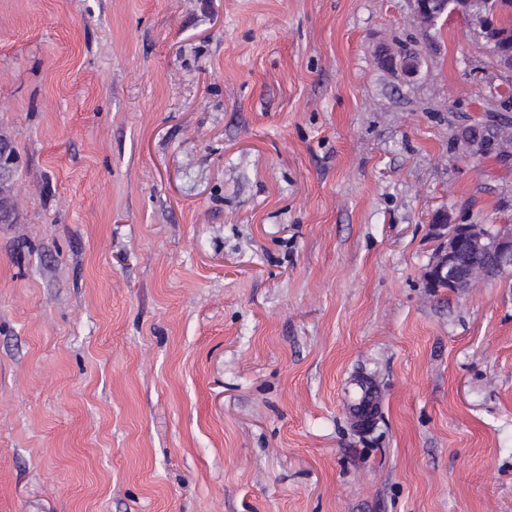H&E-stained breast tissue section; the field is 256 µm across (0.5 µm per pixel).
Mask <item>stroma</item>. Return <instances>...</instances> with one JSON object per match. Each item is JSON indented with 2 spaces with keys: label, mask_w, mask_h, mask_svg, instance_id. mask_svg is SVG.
<instances>
[{
  "label": "stroma",
  "mask_w": 512,
  "mask_h": 512,
  "mask_svg": "<svg viewBox=\"0 0 512 512\" xmlns=\"http://www.w3.org/2000/svg\"><path fill=\"white\" fill-rule=\"evenodd\" d=\"M475 125L415 0H0V512H512V276L424 277L512 225ZM19 168V159L10 141L0 136V219L10 206L9 189ZM432 224L433 234L438 241L434 257L429 265L425 279L428 288H439L442 283H450L465 290L464 280L468 272L469 245L485 248L492 261L502 273L490 271L492 276L500 277L512 270V228L501 224L495 232L485 231L483 224H448L447 211H439Z\"/></svg>",
  "instance_id": "1"
}]
</instances>
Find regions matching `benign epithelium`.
<instances>
[{
    "mask_svg": "<svg viewBox=\"0 0 512 512\" xmlns=\"http://www.w3.org/2000/svg\"><path fill=\"white\" fill-rule=\"evenodd\" d=\"M416 10L421 23L433 27L448 13V0H416ZM19 168V159L10 141L0 136V219L4 209L10 206L9 189ZM438 241L434 257L425 279L428 287L439 288L450 283L465 290L464 280L468 272V248L477 246L486 249L489 257L507 273L512 270V226L501 224L493 232H484L481 224H450L447 211H439L432 225Z\"/></svg>",
    "mask_w": 512,
    "mask_h": 512,
    "instance_id": "7a95c632",
    "label": "benign epithelium"
}]
</instances>
